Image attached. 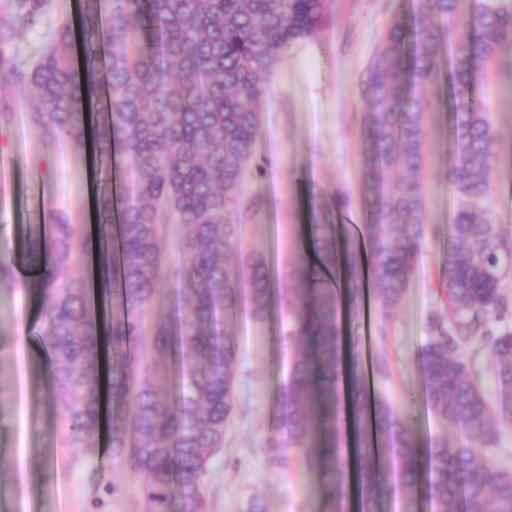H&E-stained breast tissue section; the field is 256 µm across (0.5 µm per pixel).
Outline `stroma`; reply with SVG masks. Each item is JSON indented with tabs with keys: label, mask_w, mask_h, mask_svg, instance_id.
Masks as SVG:
<instances>
[{
	"label": "stroma",
	"mask_w": 512,
	"mask_h": 512,
	"mask_svg": "<svg viewBox=\"0 0 512 512\" xmlns=\"http://www.w3.org/2000/svg\"><path fill=\"white\" fill-rule=\"evenodd\" d=\"M72 2L57 0L56 8L13 45L18 62H28L48 45ZM414 6L415 0H331L320 32L286 51L275 68L257 144L269 166L265 178L247 184L248 195L258 196L261 207L242 224L232 256L263 254L277 292L290 286L286 271L293 256L311 249L307 223L314 198L345 196L337 238H345L350 219L359 215V129L366 104L361 82L389 24ZM480 91L499 135L489 201L499 213L512 203V84L494 76ZM4 107L13 119L0 130V163L6 166V178L0 180V241L12 244L13 251L0 278V512H146L142 476L112 459L106 462L112 489L103 493L100 506H93L79 451L63 447L58 419L32 420L33 393L25 370L30 363L44 367L48 361L38 338V294L24 277L33 268L29 243L61 211L73 223L96 224L95 200L111 187L92 176L87 150L45 141L33 122L34 103L15 84L0 80ZM426 139L427 218L411 284L390 312L372 306L365 322L342 311L338 324L342 347L356 345L366 334L372 339L375 354L365 378L369 398L405 413L421 447L444 435L466 447L473 439L464 427L446 428L434 418L417 364L432 319L445 313L439 242L450 231L458 203L433 173L452 147L445 112H429ZM229 330L239 349L238 405L208 476L211 512H249L258 500L267 512H327L328 493L306 475L299 454L275 460L266 451L272 426L285 417L288 363L296 349L282 340L280 309L263 319L240 311Z\"/></svg>",
	"instance_id": "obj_1"
}]
</instances>
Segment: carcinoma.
I'll use <instances>...</instances> for the list:
<instances>
[{
  "label": "carcinoma",
  "instance_id": "1",
  "mask_svg": "<svg viewBox=\"0 0 512 512\" xmlns=\"http://www.w3.org/2000/svg\"><path fill=\"white\" fill-rule=\"evenodd\" d=\"M419 0L413 21L397 16L378 45L363 92L374 103L362 113L360 239L349 238L346 261L356 306L361 250L369 249L376 302L395 308L421 252L427 202L424 116L450 113L453 149L438 177L458 196L453 236L443 243L440 279L455 317L453 332L432 327L418 354L425 393L445 425L465 426L475 441L460 448L443 436L426 451L388 403L356 398L351 429L356 469L336 448L342 298L327 275L340 264L336 193L311 209L317 262L299 254L289 267L292 288L281 299L288 314L284 339L297 344L288 386V422L268 439L272 458L295 450L332 491L328 512H344L349 480L358 512H392L386 494L399 479L402 512H512V470L487 459L498 430L512 426V331L502 319L501 228L489 206L490 172L499 136L476 88L489 62L512 46V0ZM54 0H5L0 13V79L35 101L33 120L49 140L93 141L99 173L128 159L119 182L121 261L113 264L114 197L100 200L95 239L65 213L34 243L40 268L39 337L51 359L50 384L66 448L83 449L86 478L99 492L100 435L109 454L143 476L147 512H210L205 479L224 448L236 408L239 350L227 330L239 308V279L228 256L242 220L257 207L244 199L247 179L265 177L256 154L261 103L282 54L322 29L329 0H82L81 57L75 31L63 18L51 44L19 67L5 48L50 12ZM452 20L450 41L439 20ZM176 224L179 263L166 271L165 239ZM96 259L99 279L118 286L119 307L101 319L92 282L78 272ZM248 299L255 318L268 314L272 279L265 258L247 259ZM181 286L186 314L177 326L154 313L165 275ZM109 344L111 406H106L100 338ZM149 338L151 361L135 351ZM477 338L495 361L497 399L475 382L466 344ZM147 369L149 377L133 378Z\"/></svg>",
  "mask_w": 512,
  "mask_h": 512
}]
</instances>
